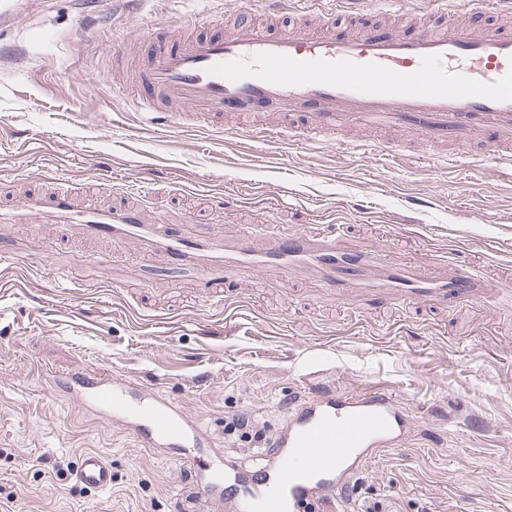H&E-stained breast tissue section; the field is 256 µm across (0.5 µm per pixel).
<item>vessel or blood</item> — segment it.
Returning a JSON list of instances; mask_svg holds the SVG:
<instances>
[{"label": "vessel or blood", "instance_id": "1", "mask_svg": "<svg viewBox=\"0 0 512 512\" xmlns=\"http://www.w3.org/2000/svg\"><path fill=\"white\" fill-rule=\"evenodd\" d=\"M434 2L448 25L424 23L409 33L331 26L315 33L301 25L273 33L246 20L227 38L216 15L208 18V33L179 41L159 29L147 37L149 52L136 63L135 79L112 80L110 88L128 94L147 115L173 104L166 113L172 125L207 130L228 119L246 135L266 104L275 103L285 114L282 130H302L313 141L345 128L396 129L422 150L479 144L477 160L512 170V31L454 22L460 13L510 14L512 0ZM110 188L104 179L94 189L31 195L19 206L0 207V222L25 216L42 224L77 222L87 236L136 240L218 280L237 268L285 275L308 265L341 296L349 285L366 282L411 303L448 304L476 299L483 289L467 275L431 279L373 251L347 250L332 234L294 233L262 247L248 235L226 245L210 224L184 235L167 218L144 223L136 202L99 206L98 194ZM60 386L79 405L119 422L142 447L181 450L207 441L196 418L126 378L77 373L61 378ZM411 431L400 402L384 389L326 390L298 403L257 464L232 475L206 470L195 482L216 512L227 504L228 485L236 491L233 512H335L373 452L402 447ZM76 480L91 491L108 488L111 459L84 453Z\"/></svg>", "mask_w": 512, "mask_h": 512}]
</instances>
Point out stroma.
Instances as JSON below:
<instances>
[{
  "label": "stroma",
  "mask_w": 512,
  "mask_h": 512,
  "mask_svg": "<svg viewBox=\"0 0 512 512\" xmlns=\"http://www.w3.org/2000/svg\"><path fill=\"white\" fill-rule=\"evenodd\" d=\"M223 14L225 32L262 19L261 0H37L0 30V205L50 187L112 181L149 215L215 224L225 241L335 232L390 264L485 283L469 303L331 295L315 271H243L223 286L129 239L63 224L0 223V512H203L193 465L250 460L261 444L224 432L255 419L266 437L315 391L391 390L412 422L404 447L373 458L339 512H512V173L469 155L419 154L397 132L249 137L145 126L106 99L112 46L144 55ZM28 277L13 287L18 269ZM252 311L224 319L225 299ZM112 367L198 417L210 443L182 461L144 448L56 389ZM112 459L110 489L73 476L81 454Z\"/></svg>",
  "instance_id": "stroma-1"
}]
</instances>
